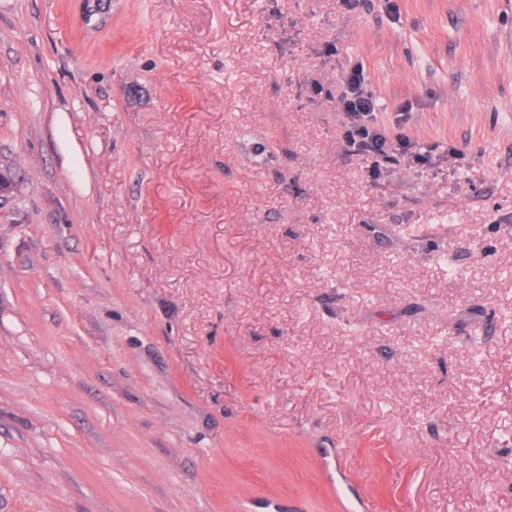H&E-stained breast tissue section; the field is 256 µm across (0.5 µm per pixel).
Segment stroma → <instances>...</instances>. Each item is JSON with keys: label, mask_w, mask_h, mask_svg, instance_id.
<instances>
[{"label": "stroma", "mask_w": 512, "mask_h": 512, "mask_svg": "<svg viewBox=\"0 0 512 512\" xmlns=\"http://www.w3.org/2000/svg\"><path fill=\"white\" fill-rule=\"evenodd\" d=\"M81 4L0 0V512H512V0ZM377 99L369 89L363 69H354L344 80L337 98V109L347 118L345 142L347 151L362 157L411 158L417 165L431 166L430 152L416 141L399 133L390 137L378 123Z\"/></svg>", "instance_id": "35a3bbf8"}]
</instances>
